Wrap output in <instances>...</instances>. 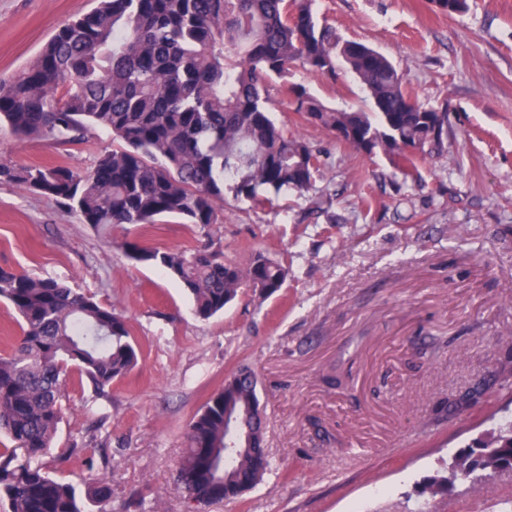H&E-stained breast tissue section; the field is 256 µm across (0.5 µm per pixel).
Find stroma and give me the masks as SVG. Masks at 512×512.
<instances>
[{"mask_svg": "<svg viewBox=\"0 0 512 512\" xmlns=\"http://www.w3.org/2000/svg\"><path fill=\"white\" fill-rule=\"evenodd\" d=\"M95 0H0V80L30 65L53 32ZM340 36L390 58L428 106H447L444 154L419 164L425 188L307 124L283 100L277 119L321 151L320 207L290 195L275 208L226 200L212 231L165 218L94 229L54 199L0 184V267L94 295L128 320L138 365L103 394L68 390L47 463L78 489L107 478L111 512H189L174 488L192 416L240 368L259 379L272 470L242 498L200 512H407L416 485L512 415V0H469L448 16L427 0H315ZM289 83L336 109L371 111L358 80L304 68ZM112 135L21 140L0 127V163L89 168ZM226 259L263 252L288 270L282 289L245 293L196 317L183 287L133 263L124 242L193 249L207 235ZM78 446L84 455L68 450ZM512 495L491 480L431 500L479 512Z\"/></svg>", "mask_w": 512, "mask_h": 512, "instance_id": "obj_1", "label": "stroma"}]
</instances>
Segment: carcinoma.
<instances>
[{
    "label": "carcinoma",
    "instance_id": "cac0c4a2",
    "mask_svg": "<svg viewBox=\"0 0 512 512\" xmlns=\"http://www.w3.org/2000/svg\"><path fill=\"white\" fill-rule=\"evenodd\" d=\"M314 0H97L61 27L15 79L0 82V123L21 138L76 143L101 127L112 149L93 166L0 163V182L50 197L96 229L155 224L174 217L208 228L224 222V195L271 206L280 195L317 193L319 154L270 111L272 80L307 123L366 156L398 159L404 178L416 161L448 142V106L427 107L404 86L396 64L371 46L340 37L319 19ZM300 64L336 81L348 69L374 111L336 110L288 84ZM131 259L155 265L181 283L195 315L208 320L239 294L267 298L288 270L262 254L224 261L209 239L193 250L160 251L125 243ZM0 302L18 316L21 336L0 354V502L9 512H88L112 490L105 478L85 492L50 474L44 463L65 414L71 376L102 394L138 363L126 319L94 296L54 279L0 268ZM256 374L241 368L194 414L175 488L191 500H234L271 467ZM240 434L224 432V415ZM463 478L486 481L512 469V419L453 454ZM448 472L420 482L417 495L446 494Z\"/></svg>",
    "mask_w": 512,
    "mask_h": 512
}]
</instances>
